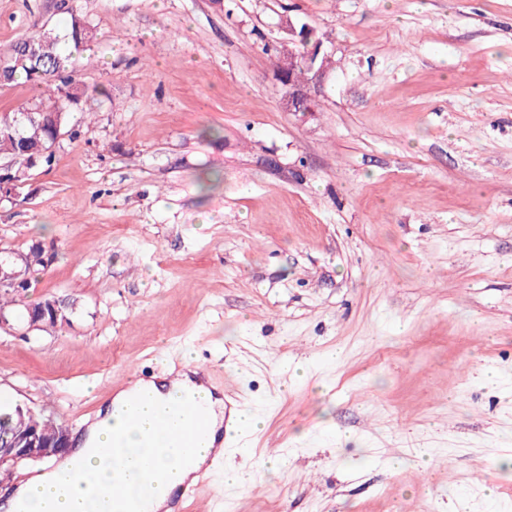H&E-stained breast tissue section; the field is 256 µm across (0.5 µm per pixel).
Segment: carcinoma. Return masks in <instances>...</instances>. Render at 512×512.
<instances>
[{
	"label": "carcinoma",
	"mask_w": 512,
	"mask_h": 512,
	"mask_svg": "<svg viewBox=\"0 0 512 512\" xmlns=\"http://www.w3.org/2000/svg\"><path fill=\"white\" fill-rule=\"evenodd\" d=\"M61 14L70 16L67 38L72 50L61 46V39L56 33L43 31L18 40L9 49L0 52L1 58H9L17 48L29 42L33 43L39 54V65L46 76H35L31 71V62L13 67L7 75V82L12 83L19 78L32 83L38 89L34 101L10 112L0 113V157L14 161L15 169L27 173L42 166L51 167L55 161V153L33 157L30 150L38 147L48 148L52 145L55 134L52 116L57 112L70 113L80 108L87 90L75 77L78 59L77 54L84 51L88 42L94 38V32L86 27L76 30L73 6L57 7ZM37 109L43 112L39 121L30 122L25 113ZM55 421L38 417L31 412L19 414L17 407L0 404V440L12 439L22 429H48Z\"/></svg>",
	"instance_id": "obj_1"
}]
</instances>
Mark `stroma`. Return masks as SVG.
<instances>
[{"instance_id": "1", "label": "stroma", "mask_w": 512, "mask_h": 512, "mask_svg": "<svg viewBox=\"0 0 512 512\" xmlns=\"http://www.w3.org/2000/svg\"><path fill=\"white\" fill-rule=\"evenodd\" d=\"M55 0H0V51ZM88 91L0 250L54 258L0 394L81 438L127 373L211 364L262 419L190 512H512V0H74ZM331 59L290 112L289 25ZM49 301H52V302H55L58 304V309L62 311V314L60 315L58 321H55V319L53 318V316L50 314V312H48L46 315L43 314L42 310H40V307H41V304L43 302H49ZM50 302L49 303V307L55 312V314L58 316V313L59 311L57 310L56 308V304ZM73 305H74V300H70V299H63V298H57V297H51V298H47L45 300H43L42 302H39L37 304H34L33 306L31 307H27L26 308V318L28 319L31 315V313H33L34 315H38V314H43L42 315V321L45 325H47L48 327H57L58 325H62L64 322H67L68 320V314H69V310H72L73 308ZM63 314L66 315L67 319L64 321L63 320Z\"/></svg>"}]
</instances>
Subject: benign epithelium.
<instances>
[{
  "label": "benign epithelium",
  "mask_w": 512,
  "mask_h": 512,
  "mask_svg": "<svg viewBox=\"0 0 512 512\" xmlns=\"http://www.w3.org/2000/svg\"><path fill=\"white\" fill-rule=\"evenodd\" d=\"M296 50L289 51L288 57L282 59L277 67L278 78L288 87L285 105L290 112H307L310 110V86L320 83L326 74L327 56L321 53L322 42L316 38V31L308 25L297 29L290 27ZM303 68L306 77L298 82L294 79L297 68ZM14 164H0V199H12L18 195L23 185L21 176L12 174ZM26 277L24 269L13 265L4 268L0 263V287H9L22 291ZM74 447L71 432L61 425L47 435L36 430L19 435L6 445H0V465L16 466L23 462H36L64 454Z\"/></svg>",
  "instance_id": "1"
}]
</instances>
